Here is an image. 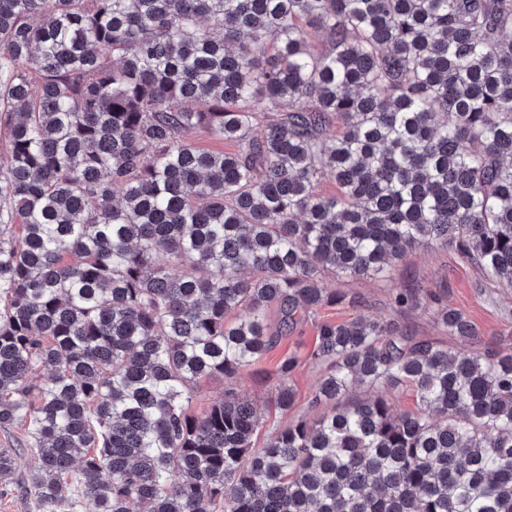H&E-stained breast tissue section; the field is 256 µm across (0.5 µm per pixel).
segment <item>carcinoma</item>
I'll list each match as a JSON object with an SVG mask.
<instances>
[{
	"label": "carcinoma",
	"instance_id": "obj_1",
	"mask_svg": "<svg viewBox=\"0 0 512 512\" xmlns=\"http://www.w3.org/2000/svg\"><path fill=\"white\" fill-rule=\"evenodd\" d=\"M511 30L512 0H0V428L33 512H512L493 347L328 323L313 421L259 447L234 389L192 410L275 346L271 310L343 300L328 273L450 242L512 288ZM21 465L0 448V484Z\"/></svg>",
	"mask_w": 512,
	"mask_h": 512
}]
</instances>
